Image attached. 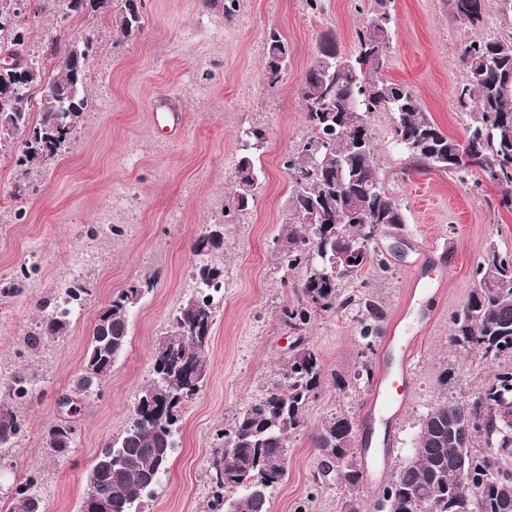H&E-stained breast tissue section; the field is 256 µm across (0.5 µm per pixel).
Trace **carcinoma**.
I'll return each instance as SVG.
<instances>
[{"label":"carcinoma","instance_id":"1","mask_svg":"<svg viewBox=\"0 0 512 512\" xmlns=\"http://www.w3.org/2000/svg\"><path fill=\"white\" fill-rule=\"evenodd\" d=\"M78 0H50L55 29L52 40L54 62L43 67L27 54L29 32L18 23L19 14H0V39L11 49V57L29 70L26 82L9 70L0 71V150H12L13 164L26 176L49 165L73 139L87 112L92 108L85 92L90 74L89 62L95 53V40H63L65 23L78 9ZM486 0H448L452 16L472 27L483 21ZM391 0H374L371 16L357 39L356 56H344L330 39L318 54L300 86L309 133L288 155L286 167L293 187L288 203L286 240L288 250L280 259L290 269L303 266L306 277L301 285V303L287 311L294 329L308 324L319 312L331 313L353 304L363 308L360 335L368 340L379 331L385 310L374 297H342L343 283L355 282L371 265L383 272L390 269L384 253L369 244L364 261L335 278L316 277L314 263L322 247L340 248L332 237L336 225L344 224L342 234L360 235L351 223L355 213H368L376 224L399 227L404 215L382 181L369 125L358 127L356 114L370 117L382 110L394 114V141L401 145L416 169L448 171L461 182L473 170H480L501 190L500 204L512 208V32L506 36L476 37L461 51V62L470 74L460 86L457 101L469 117L466 138L459 141L435 124L413 91L405 84L382 76L387 65L391 40ZM112 12V36L132 41L144 29L142 4L137 0H116ZM291 49L274 29L265 36L263 76L271 86L278 83L288 67ZM243 155L236 167L237 188L224 217L249 208L258 182V170L249 150L259 151L266 132L253 128L246 132ZM224 246V227L214 224L193 244L203 255ZM491 275L495 288L472 290L464 310L451 318L450 344L497 362L498 370L482 384L470 402L476 418L464 419L458 401L443 400L422 418L411 459L398 465L395 496L400 512H419L426 498L433 512H512V253L492 246L484 251L474 267L477 280ZM193 275L201 287L174 313L170 331L153 350V377L141 389L138 401L122 435L112 440L96 456L90 473V487L82 507L103 501L110 512H136V504L152 494L167 471L176 448L170 418L180 419L184 406L195 396L206 375L212 329L215 322L214 293L224 285V269L201 261ZM151 276L129 282L102 308L90 333L82 370L73 381V391L90 396L112 366L126 351L129 321L145 292L151 290ZM70 325V313L51 310L41 321L40 336L56 335ZM322 366L315 351L298 340L284 368L283 381L274 384L262 400L247 407L224 441L237 451L218 454L212 461L209 480L216 491L239 490L224 503L234 512H268L269 493L286 475L281 455L288 454V436L305 427L304 409L321 385ZM29 392L27 378L18 375L0 398V436L15 439L20 430L12 401ZM356 422L347 415L327 419L311 435L322 475H334L347 489L340 512H359L354 495L364 469L351 451ZM56 423L43 432L46 452L63 456L61 449L72 448L76 427L69 433L57 432ZM120 463L111 464L112 455ZM470 465L469 484H451L448 472L460 460ZM483 487L479 497L471 485ZM7 512H43L39 494L18 490Z\"/></svg>","mask_w":512,"mask_h":512}]
</instances>
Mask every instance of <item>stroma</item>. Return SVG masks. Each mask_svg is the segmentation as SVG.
Here are the masks:
<instances>
[{
	"instance_id": "obj_1",
	"label": "stroma",
	"mask_w": 512,
	"mask_h": 512,
	"mask_svg": "<svg viewBox=\"0 0 512 512\" xmlns=\"http://www.w3.org/2000/svg\"><path fill=\"white\" fill-rule=\"evenodd\" d=\"M112 0L95 12L73 14L69 38L93 36L87 95L92 109L76 139L45 172L32 175L16 197L18 173L0 155V395L16 374L32 392L18 409L24 421L9 449L0 450V512L16 487L34 479L45 512H79L88 471L101 448L124 429L141 388L153 373L152 353L172 313L197 289L194 241L207 227L224 225V246L208 254L224 269L208 373L186 404L179 445L155 493L140 512H211L207 470L220 449L217 433L247 405L281 381L297 338L318 354L323 380L305 407V428L288 438V465L273 490L269 512H338L343 492L319 476L311 433L332 415L349 414L358 432L370 424L371 384L353 382L363 363L378 364L383 338L366 343L358 309L320 313L303 332L285 322L301 298L304 269L276 257L292 178L290 151L308 133L299 88L322 39L341 52L357 49L356 33L372 0H237L231 16L202 0H144L145 27L130 42L112 36ZM392 41L385 79L408 85L431 119L464 139L467 116L456 100L468 78L460 50L475 35L496 36L511 24L486 0L480 30L452 17L448 0H392ZM276 29L288 41L291 62L276 86L263 78L264 36ZM261 127L267 140L255 155L260 171L254 200L235 221L224 211L235 190L244 131ZM370 127L380 175L400 204L407 241L389 272L364 268L360 288L382 304L387 320H400L417 337L418 355L407 401L391 431L392 465L405 461L424 415L444 396L471 399L495 369L489 361L448 344L450 318L476 286L473 269L495 246L512 253V211L498 204L490 183L473 188L448 173L411 169L393 139V115L376 112ZM428 262L426 293L410 295L409 277ZM151 276L153 290L136 308L125 355L83 400L76 441L64 457L48 456L44 429L58 419L57 398L83 365L99 311L128 282ZM90 294L73 312L68 330L30 348L29 335L74 281ZM453 380L442 386L444 371ZM350 384L337 388L335 376Z\"/></svg>"
}]
</instances>
